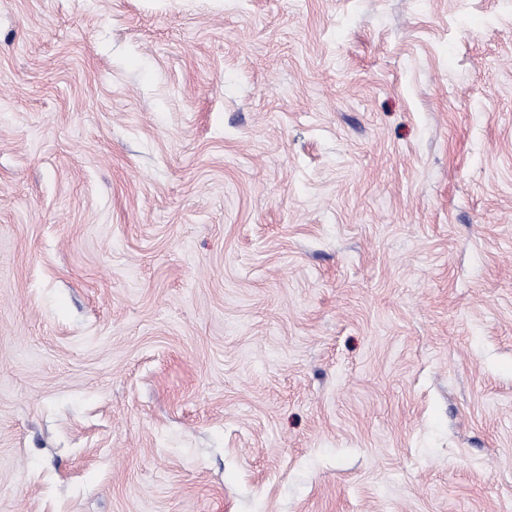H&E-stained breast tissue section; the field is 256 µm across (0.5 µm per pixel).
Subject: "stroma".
Returning a JSON list of instances; mask_svg holds the SVG:
<instances>
[{
	"instance_id": "obj_1",
	"label": "stroma",
	"mask_w": 512,
	"mask_h": 512,
	"mask_svg": "<svg viewBox=\"0 0 512 512\" xmlns=\"http://www.w3.org/2000/svg\"><path fill=\"white\" fill-rule=\"evenodd\" d=\"M0 512H512V0H0Z\"/></svg>"
}]
</instances>
